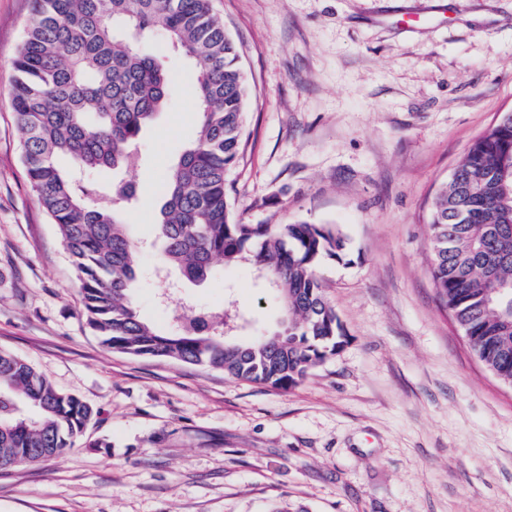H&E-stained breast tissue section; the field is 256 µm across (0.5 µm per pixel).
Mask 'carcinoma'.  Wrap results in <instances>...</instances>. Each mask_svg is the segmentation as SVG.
Instances as JSON below:
<instances>
[{
    "instance_id": "cac0c4a2",
    "label": "carcinoma",
    "mask_w": 512,
    "mask_h": 512,
    "mask_svg": "<svg viewBox=\"0 0 512 512\" xmlns=\"http://www.w3.org/2000/svg\"><path fill=\"white\" fill-rule=\"evenodd\" d=\"M211 0H32L12 62L10 106L36 199L57 226L80 285L83 316L108 351L221 370L288 392L334 356L346 333L317 268L340 260L346 239L324 224H250L233 213L226 172L237 162L248 85L237 46ZM155 31L194 65L199 129L164 171L156 234L163 268L202 283L214 260L247 262L281 312L269 334L224 333L227 314L160 331L132 301L141 246L122 224L133 184L78 186V173L121 170L170 97V75L141 45ZM512 118L474 139L429 216L431 278L475 355L512 386ZM92 407L57 388L26 360L0 350V469L35 464L75 447Z\"/></svg>"
}]
</instances>
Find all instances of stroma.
Instances as JSON below:
<instances>
[{
  "label": "stroma",
  "instance_id": "1",
  "mask_svg": "<svg viewBox=\"0 0 512 512\" xmlns=\"http://www.w3.org/2000/svg\"><path fill=\"white\" fill-rule=\"evenodd\" d=\"M249 85L226 174L252 224H331L318 275L347 342L279 392L101 347L68 254L31 190L9 102L30 0H0V349L95 410L86 442L0 472V512H512V387L480 363L429 274V206L468 146L512 112V0H213ZM127 177L143 243L133 301L162 329L232 308L241 335L279 309L252 266L216 264L159 299L158 179L196 135L192 63Z\"/></svg>",
  "mask_w": 512,
  "mask_h": 512
}]
</instances>
